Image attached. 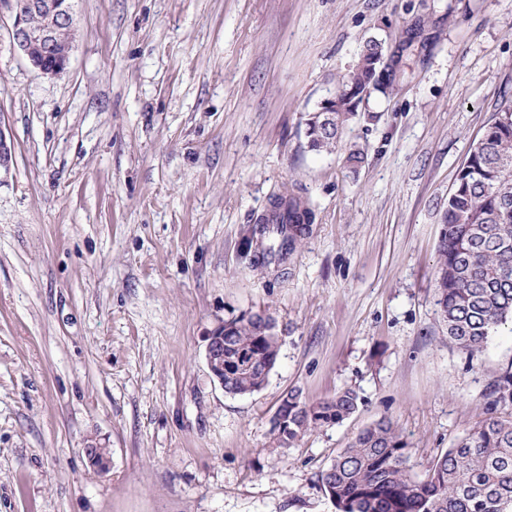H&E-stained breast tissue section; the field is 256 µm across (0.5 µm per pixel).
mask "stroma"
<instances>
[{"instance_id": "obj_1", "label": "stroma", "mask_w": 512, "mask_h": 512, "mask_svg": "<svg viewBox=\"0 0 512 512\" xmlns=\"http://www.w3.org/2000/svg\"><path fill=\"white\" fill-rule=\"evenodd\" d=\"M48 77L0 17V512H336L318 481L391 418L416 474L479 420L512 328L471 359L435 304L443 217L512 88V0H75ZM342 149L305 121L364 41L396 51ZM365 162L348 168L347 149ZM316 220L266 266L246 249L277 196ZM270 316L266 385L225 394L207 338ZM351 388L342 423L288 447L283 395ZM109 449L105 471L84 447Z\"/></svg>"}]
</instances>
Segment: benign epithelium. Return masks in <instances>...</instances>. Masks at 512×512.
Listing matches in <instances>:
<instances>
[{"mask_svg":"<svg viewBox=\"0 0 512 512\" xmlns=\"http://www.w3.org/2000/svg\"><path fill=\"white\" fill-rule=\"evenodd\" d=\"M5 11L13 17L10 37L14 50L44 75L55 76L67 68L74 50L73 0H0V17ZM32 16L40 18L38 25H32ZM206 363L212 377L224 384L222 326L208 336ZM85 454L89 463L101 471L109 463L106 448L89 444Z\"/></svg>","mask_w":512,"mask_h":512,"instance_id":"obj_1","label":"benign epithelium"}]
</instances>
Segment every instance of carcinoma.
<instances>
[{
	"mask_svg": "<svg viewBox=\"0 0 512 512\" xmlns=\"http://www.w3.org/2000/svg\"><path fill=\"white\" fill-rule=\"evenodd\" d=\"M397 83L394 60L368 40L352 70L336 83L334 123L318 130V116L306 120L307 146L333 153L362 101ZM271 220L262 223V253L293 252L315 214L300 197H277ZM438 247L436 304L448 339L473 358L497 329L512 321V100L473 146L459 170ZM278 356L269 317L243 313L224 321V393H254L266 383ZM485 415L456 445L413 473L408 442L394 422L382 417L362 429L338 453L319 482L336 512H512V371L492 384ZM361 397L347 388L317 401L288 392L283 423L272 432L289 446L307 432L354 415Z\"/></svg>",
	"mask_w": 512,
	"mask_h": 512,
	"instance_id": "1",
	"label": "carcinoma"
}]
</instances>
